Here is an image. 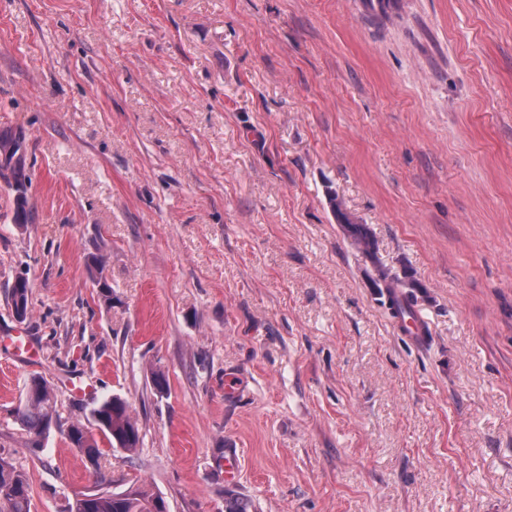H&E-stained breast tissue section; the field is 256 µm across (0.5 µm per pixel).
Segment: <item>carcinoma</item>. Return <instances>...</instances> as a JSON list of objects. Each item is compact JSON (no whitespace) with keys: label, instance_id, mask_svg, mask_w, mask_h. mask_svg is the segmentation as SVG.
I'll list each match as a JSON object with an SVG mask.
<instances>
[{"label":"carcinoma","instance_id":"obj_1","mask_svg":"<svg viewBox=\"0 0 512 512\" xmlns=\"http://www.w3.org/2000/svg\"><path fill=\"white\" fill-rule=\"evenodd\" d=\"M3 155L8 157L11 164L12 183L8 184V188L12 192V223L22 227L32 220L28 196L31 176L26 164L23 132L0 130V157ZM330 204L336 220L346 224L349 237L365 254H373L375 241L366 225L352 221L336 197L330 198ZM86 267L91 280L100 289L105 304H112V286L104 276V256L99 253L89 254ZM374 280L380 288V294L388 296L392 318H410L414 321L418 319L413 294L418 283L412 272L405 270L400 275H393L388 269L377 266ZM29 292L30 285L27 280L19 287L11 289V303L21 322L30 313ZM90 417L109 447L120 448L128 453L136 451L140 443L139 429L123 399L113 396L102 401L91 409ZM14 418L36 444L50 429L51 424L58 422L57 397L47 378L39 374L29 378L25 396L14 410ZM65 436L73 447L84 453L95 470H100V459L104 452L89 434L85 423L80 420L70 423L65 430ZM31 508L28 475L17 469L0 452V512H31ZM71 512H166V504L162 497L137 487L121 493L85 494L76 499Z\"/></svg>","mask_w":512,"mask_h":512}]
</instances>
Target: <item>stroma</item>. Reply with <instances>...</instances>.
Instances as JSON below:
<instances>
[{"label":"stroma","mask_w":512,"mask_h":512,"mask_svg":"<svg viewBox=\"0 0 512 512\" xmlns=\"http://www.w3.org/2000/svg\"><path fill=\"white\" fill-rule=\"evenodd\" d=\"M0 128L32 178L22 229L0 184V330L24 274L39 354L0 347V451L32 512L137 486L167 512H512V0H0ZM378 264L423 284L426 343ZM35 374L38 445L13 417ZM111 396L140 444L96 473L64 428ZM330 204L336 216V220L343 221V223L338 224H346V231L349 237L353 239L366 255H373L375 251V241L366 225L351 221L347 213L344 212L341 201H338L336 196L330 198ZM86 267L93 283L100 289V295L105 304L112 302V286L108 283L104 276L106 261L103 255L99 253H91L87 257ZM374 271V280L380 288V294L384 295L386 293L388 296V309L390 310L391 317L400 320L410 318L407 321L408 332H404L401 328L400 321H397L399 329L417 342L425 343L428 336L425 321H422L421 324L424 327L426 336H424L421 331L420 323L415 321L418 319L419 311L414 309L413 291L418 286L414 274L408 270H404L402 276L397 274L392 275L388 269L382 266H375ZM25 391L14 418L38 444L51 424L59 420L57 397L51 382L39 374L29 378Z\"/></svg>","instance_id":"1"}]
</instances>
